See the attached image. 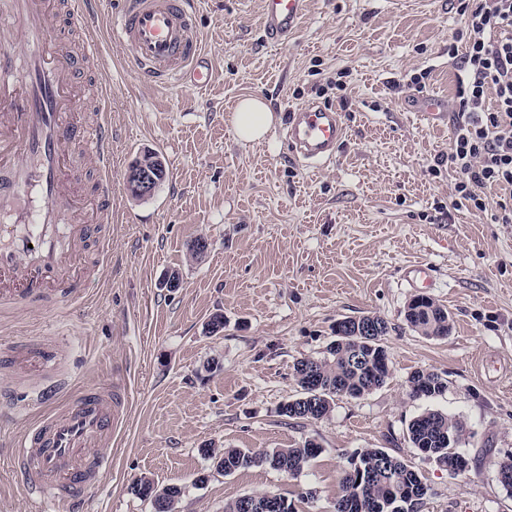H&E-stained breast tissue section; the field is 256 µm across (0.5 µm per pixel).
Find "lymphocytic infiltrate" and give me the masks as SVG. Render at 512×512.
Instances as JSON below:
<instances>
[{
	"mask_svg": "<svg viewBox=\"0 0 512 512\" xmlns=\"http://www.w3.org/2000/svg\"><path fill=\"white\" fill-rule=\"evenodd\" d=\"M457 10L465 25L448 44L461 73L447 155L454 204L512 224V0H458Z\"/></svg>",
	"mask_w": 512,
	"mask_h": 512,
	"instance_id": "f902f5d3",
	"label": "lymphocytic infiltrate"
}]
</instances>
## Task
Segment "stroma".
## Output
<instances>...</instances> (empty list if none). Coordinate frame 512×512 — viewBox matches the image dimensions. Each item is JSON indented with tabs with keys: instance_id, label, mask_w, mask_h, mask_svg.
Listing matches in <instances>:
<instances>
[{
	"instance_id": "35a3bbf8",
	"label": "stroma",
	"mask_w": 512,
	"mask_h": 512,
	"mask_svg": "<svg viewBox=\"0 0 512 512\" xmlns=\"http://www.w3.org/2000/svg\"><path fill=\"white\" fill-rule=\"evenodd\" d=\"M214 80L157 88L141 80L100 30L112 118V265L86 289L82 308L0 312V359L53 344L55 370L0 368V430L29 424L35 400L66 377L68 391L123 383L129 418L111 447L112 469L73 512H154L131 493L145 478L180 487L176 512H224L256 492L280 495L296 512H334L350 456L380 448L412 466L429 487L421 512H512L497 463L512 452V224L455 208L442 161L453 134L459 71L448 40L463 21L457 0H307L295 35L266 38L261 0H196ZM422 75L421 84L410 81ZM444 102L436 120L420 96ZM262 97L275 126L240 142L228 116ZM335 107L347 137L335 160L306 167L278 132L289 110ZM167 177L149 198L130 195L125 174L144 153ZM209 243L192 255L190 244ZM427 268L410 281V266ZM179 288H164L171 273ZM453 319L448 337L412 331L415 296ZM223 314L221 335L206 325ZM383 318L391 375L360 398H337L324 420L279 407L299 395L294 363L322 357L347 317ZM439 373L444 395L415 398L407 378ZM462 417L467 471L448 475L408 440L426 410ZM322 451L296 476L252 466L215 471L206 447L253 451L305 440ZM13 450L0 442V512H30Z\"/></svg>"
}]
</instances>
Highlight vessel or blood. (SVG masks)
<instances>
[{"instance_id": "1", "label": "vessel or blood", "mask_w": 512, "mask_h": 512, "mask_svg": "<svg viewBox=\"0 0 512 512\" xmlns=\"http://www.w3.org/2000/svg\"><path fill=\"white\" fill-rule=\"evenodd\" d=\"M113 25L118 43L146 82L207 86L195 0H120ZM8 32L24 48L27 77L0 66V307L74 306L82 288L101 281L108 254L99 248L112 224V120H88L73 75L99 54L103 0H69V17L86 32L74 53L51 26L56 0H10ZM306 0H262V27L273 40L296 32ZM296 161L333 160L346 136L341 112L310 103L289 113L282 129ZM98 174L97 201L73 195L67 170L74 157ZM126 421L119 389L87 387L42 415L14 440L23 485L58 503L79 497L112 466L108 452Z\"/></svg>"}]
</instances>
